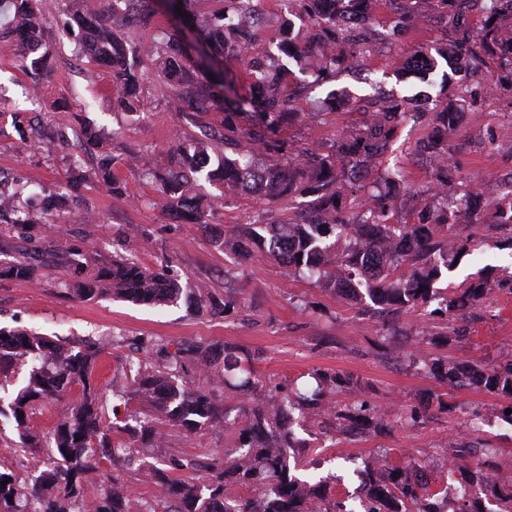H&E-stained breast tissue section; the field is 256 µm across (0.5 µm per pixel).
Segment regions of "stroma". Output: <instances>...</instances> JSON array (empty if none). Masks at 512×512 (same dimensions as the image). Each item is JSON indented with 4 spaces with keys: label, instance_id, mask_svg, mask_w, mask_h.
Returning <instances> with one entry per match:
<instances>
[{
    "label": "stroma",
    "instance_id": "35a3bbf8",
    "mask_svg": "<svg viewBox=\"0 0 512 512\" xmlns=\"http://www.w3.org/2000/svg\"><path fill=\"white\" fill-rule=\"evenodd\" d=\"M416 17L404 26L399 38L374 43L361 66L342 72L296 95L299 122L281 125L278 140L292 151L327 147L343 131L356 125L361 113L371 111L377 92L394 97L413 94L437 99L438 91L418 79L398 78L397 73L416 50L447 42L440 11L429 10L426 0H410ZM45 38L57 52L51 66L31 79L20 63L15 35L0 36V172L28 185L36 193L67 183L64 198L51 209L32 206L35 217L58 225L54 237L33 246L13 238L0 247V260L21 252L41 263L47 250L64 248L72 240L92 243L100 257H109L133 247L145 266L171 263L183 285L216 295L239 288L246 303L221 315L196 311L186 303L153 307L119 298L74 300L63 296L62 285L73 273L63 262L42 270L38 280L0 278V327L35 329L61 338L106 339L109 342L95 379L104 393H111L112 379L133 352L139 336H160L177 342L192 338L218 342L256 353L259 370L268 381L278 383L311 370H330L359 380L371 403L403 407L420 403L437 391L438 382L397 358H387L380 348L389 341L397 352L414 347L423 336L430 315L418 307L396 317L390 327L364 304L351 302L341 292L325 290L301 276L287 275L279 263L262 251H254L243 264H235L213 243V233L198 225L173 219L162 206L151 178L152 172L170 167L174 144L173 126H183L191 135L200 129L191 120H180L177 103L153 59L141 53L145 73L140 93L141 120L135 121L115 108L112 75L103 65H88L78 57L76 44L67 36L70 21L66 0H40ZM40 88V102L30 105L23 95L30 82ZM348 89L354 97L344 110L317 111V100L333 89ZM72 126L87 124L99 131V141L82 144L81 168H73L68 150L59 140L57 120ZM425 122L406 119L398 127L384 156L386 165L399 167L406 184L397 196L398 217L412 221L420 198L429 194L431 169L415 150L426 136ZM462 149L455 159L460 171L487 198L497 197L500 176L512 172V88L502 87L497 96L478 99L456 136ZM111 151L112 168L119 191L95 181L93 169L103 151ZM298 212L291 199L269 203L249 195L228 197L224 206L209 216L215 231L256 220L268 224L293 221ZM489 316L473 326L467 342L442 348V355L468 363L491 366L512 353V292L492 290L486 299ZM455 409L431 406L418 424L395 425L386 436L340 437L333 448H300L301 460L322 458L324 471L335 472L337 495L358 486L347 459L367 456L377 448L388 451L390 465L409 460L425 462L428 472L446 474L439 447L451 433L468 431L465 412L478 410L486 423L480 433L484 442L501 450V460L512 467V426L500 422V398L482 391H455Z\"/></svg>",
    "mask_w": 512,
    "mask_h": 512
}]
</instances>
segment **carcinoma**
Returning a JSON list of instances; mask_svg holds the SVG:
<instances>
[{
  "mask_svg": "<svg viewBox=\"0 0 512 512\" xmlns=\"http://www.w3.org/2000/svg\"><path fill=\"white\" fill-rule=\"evenodd\" d=\"M195 0H173L180 6L182 25L197 30L211 56L220 61L231 56L242 62L249 78L248 92L233 99L224 94V81L209 78L188 65L190 54L174 28L148 52L157 58L183 112L198 119L220 111L222 129L211 130L224 138V154L210 158L206 143L176 136L172 166L160 177L168 209L181 213L200 227L226 197L244 194L269 201L306 199L305 209L289 224H238L215 239V245L245 261L258 248L267 251L287 274L306 272L326 290H340L387 315L425 306L438 307L439 331L429 332L448 344L461 343L477 317L457 316L460 307L480 308L499 272L484 267L466 277V287L445 295L440 284L471 254L478 244L497 238L495 245L512 249V175L504 192L487 204L480 192L463 178L448 179L452 143L470 111L476 94L456 76L471 63H493L512 82V36L499 25L512 0H485L483 23L473 31L467 16L472 0H434L451 24L454 40L415 54L409 69L442 68L439 94L446 102L432 113V133L416 144L431 163L434 182L431 198L409 223L394 220L395 188L400 170L383 166V156L402 118L401 105L387 103L351 128L327 149L304 150L285 162L273 155L284 145L272 135L291 111L282 76L313 71L318 76L336 68L360 65L369 53L367 39L351 34L346 20L357 18L374 25L376 0H299L300 7L281 18L272 53L255 45L252 0H230L231 13L240 19L230 26L224 14L203 20L192 8ZM13 12L23 48L26 69L35 77L47 68L43 50L45 30L38 0H0ZM158 0H110V14H78L80 53L90 63L111 68L118 105L132 112L139 98L143 73L137 54L112 27L149 26L157 16ZM350 104L346 90H332L318 101L320 107L343 109ZM266 151L269 160L242 162V149ZM114 158L103 153L97 176L115 184ZM377 172L386 188L371 195L365 178ZM216 193L197 194L199 179ZM25 189L9 194L10 204L0 207V238L34 236L33 230L51 232L36 224L23 200ZM90 246H69L66 260L80 279L64 283L69 296L90 300L116 297L141 305L161 306L185 300L202 312L223 314L240 303L183 288L169 266L151 268L129 255L116 254L104 261ZM38 267L23 259L0 268V277L32 281ZM152 354L143 363L130 360L122 378L112 380V400L100 396L94 382L104 346L83 338L52 340L33 331L0 328V378L16 367L27 366L23 385L9 392L0 381V417L6 418L19 439L15 453L40 455L38 474L25 479L0 470V512H348L345 499L336 497V476L314 481L298 475V465L286 450L300 447L297 431L309 436L381 433L386 424L381 410L356 398L337 408L336 393L360 383L335 373L313 370L315 386L306 391L285 381L269 386L255 368V355L236 346L185 339L171 343L153 336L139 341ZM411 366L451 390L472 388L508 402L501 419L512 425V359L485 367L463 364L451 357L434 358L427 350L405 354ZM79 399L67 402L47 441L31 426L34 414L50 402H60L73 387ZM125 414L114 440L105 424L107 410ZM186 434L222 429L232 444L222 451L185 456L168 448L166 428ZM448 474L461 485L483 488L489 502L501 501L503 471L500 450L468 436L447 442ZM387 450L363 458L358 469L374 506L365 512H492L481 503L448 497V487L432 488L421 465L391 467ZM104 461L112 466L135 465L139 475L160 487L152 499L134 501L117 483L98 484L89 494L92 474Z\"/></svg>",
  "mask_w": 512,
  "mask_h": 512,
  "instance_id": "1",
  "label": "carcinoma"
}]
</instances>
